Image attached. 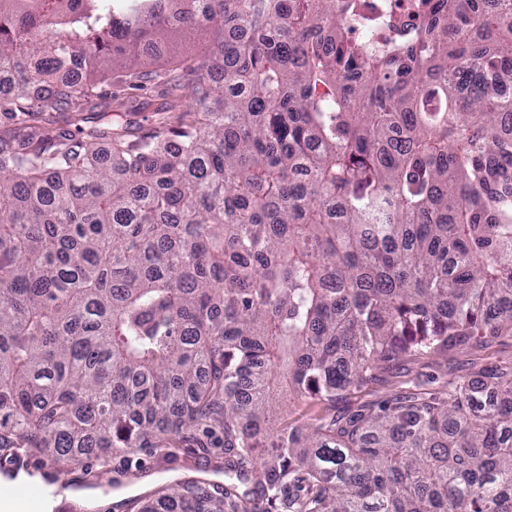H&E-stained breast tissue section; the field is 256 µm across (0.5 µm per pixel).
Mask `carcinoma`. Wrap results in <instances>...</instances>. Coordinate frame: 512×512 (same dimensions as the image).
Wrapping results in <instances>:
<instances>
[{
	"mask_svg": "<svg viewBox=\"0 0 512 512\" xmlns=\"http://www.w3.org/2000/svg\"><path fill=\"white\" fill-rule=\"evenodd\" d=\"M0 0V456L224 434L139 512H512V370L281 420L512 335V0ZM222 37L216 76L172 56ZM171 104L97 114L95 70ZM140 58L138 67L124 65ZM419 3L421 0H356L361 26L355 35L366 34L380 41L405 36L408 32L401 34L397 29L419 23ZM97 90L100 94L116 91L120 95L119 100H112V106L105 110L102 121L112 122L113 125L128 123L141 131H147L152 127L155 111L165 107L169 102L166 88L160 79L151 82L141 91L118 92L113 87L111 90L107 83L99 84Z\"/></svg>",
	"mask_w": 512,
	"mask_h": 512,
	"instance_id": "1",
	"label": "carcinoma"
}]
</instances>
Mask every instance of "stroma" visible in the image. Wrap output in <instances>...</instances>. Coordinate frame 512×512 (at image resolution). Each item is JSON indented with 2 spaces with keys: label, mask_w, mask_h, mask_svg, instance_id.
Returning <instances> with one entry per match:
<instances>
[{
  "label": "stroma",
  "mask_w": 512,
  "mask_h": 512,
  "mask_svg": "<svg viewBox=\"0 0 512 512\" xmlns=\"http://www.w3.org/2000/svg\"><path fill=\"white\" fill-rule=\"evenodd\" d=\"M168 101L165 86L157 80L144 90L126 91L106 109L104 119L145 131L152 127L156 110ZM511 368L512 336H501L483 345L451 350L444 359L398 363L377 382L353 395L351 402H376L401 391L434 394L462 379ZM221 438L218 431L205 437L191 434L167 454L144 448L130 456H112L105 463L88 458L83 470L64 476L67 499L71 505L88 507L89 512H137L142 497L166 480L202 475L208 466L223 461V451L218 447Z\"/></svg>",
  "instance_id": "stroma-1"
}]
</instances>
